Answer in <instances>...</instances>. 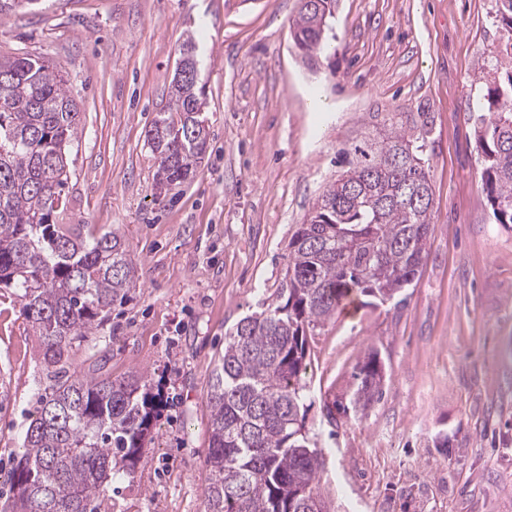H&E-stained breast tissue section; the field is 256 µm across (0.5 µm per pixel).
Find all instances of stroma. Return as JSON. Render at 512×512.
I'll use <instances>...</instances> for the list:
<instances>
[{
    "label": "stroma",
    "instance_id": "obj_1",
    "mask_svg": "<svg viewBox=\"0 0 512 512\" xmlns=\"http://www.w3.org/2000/svg\"><path fill=\"white\" fill-rule=\"evenodd\" d=\"M298 0H37L0 10V57L49 60L82 125L63 224L117 230L136 286L68 353L164 387L132 473L108 512H207L209 376L224 336L275 302L288 243L341 172L339 149L382 132L379 112L433 119L427 260L400 300L358 293L308 334L305 428L318 438L327 512H512V230L494 224L474 115L482 73L508 63L497 0H337L329 46L295 48ZM193 38L209 147L193 177L157 198L146 132L169 111ZM383 395L353 409L369 352ZM51 380L15 289L0 288V501ZM348 411L330 424L325 406Z\"/></svg>",
    "mask_w": 512,
    "mask_h": 512
}]
</instances>
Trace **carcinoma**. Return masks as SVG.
Instances as JSON below:
<instances>
[{
    "label": "carcinoma",
    "instance_id": "carcinoma-1",
    "mask_svg": "<svg viewBox=\"0 0 512 512\" xmlns=\"http://www.w3.org/2000/svg\"><path fill=\"white\" fill-rule=\"evenodd\" d=\"M298 9L293 40L303 56L325 50L336 0ZM187 39L147 143L156 184L173 190L207 152L202 70ZM81 112L54 66L39 57L0 59V288L24 301L44 345L54 384L26 430L0 512H101L112 464L136 468L159 406L145 376L114 381L93 368L67 376L65 352L107 320L112 303L135 287L134 262L115 231L61 224L67 151ZM387 135L340 151L344 169L318 197L288 245L280 301L241 319L224 337L209 379L212 475L208 512H325L317 478L321 453L309 444L300 410L307 332L333 318L360 291L385 303L410 287L427 258L433 189L428 112L382 117ZM474 139L481 179L497 224L512 226V70L488 93ZM357 405L382 397V365H358Z\"/></svg>",
    "mask_w": 512,
    "mask_h": 512
}]
</instances>
